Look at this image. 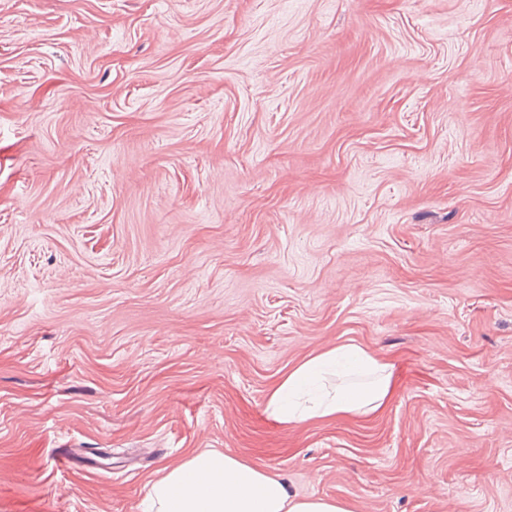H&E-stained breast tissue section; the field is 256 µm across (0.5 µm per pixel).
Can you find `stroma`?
Returning <instances> with one entry per match:
<instances>
[{
  "instance_id": "1",
  "label": "stroma",
  "mask_w": 512,
  "mask_h": 512,
  "mask_svg": "<svg viewBox=\"0 0 512 512\" xmlns=\"http://www.w3.org/2000/svg\"><path fill=\"white\" fill-rule=\"evenodd\" d=\"M343 343L386 404L268 418ZM203 448L512 512V0H0V512Z\"/></svg>"
}]
</instances>
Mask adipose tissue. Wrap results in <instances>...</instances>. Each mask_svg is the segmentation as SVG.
<instances>
[{"label":"adipose tissue","instance_id":"obj_1","mask_svg":"<svg viewBox=\"0 0 512 512\" xmlns=\"http://www.w3.org/2000/svg\"><path fill=\"white\" fill-rule=\"evenodd\" d=\"M392 367L355 344L337 345L292 367L266 411L288 427L378 411L391 394ZM141 512H350L335 499L291 494L283 478L250 461L202 450L162 467Z\"/></svg>","mask_w":512,"mask_h":512}]
</instances>
